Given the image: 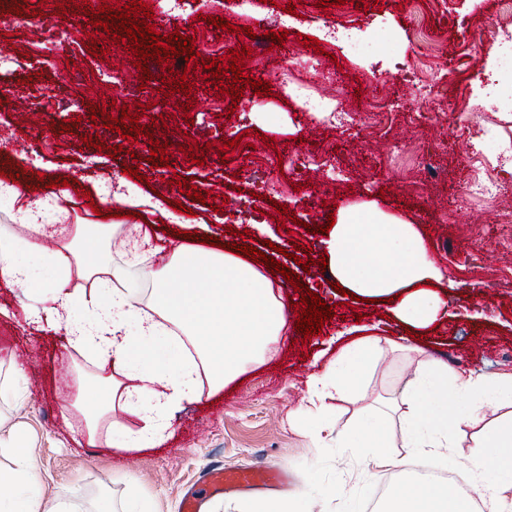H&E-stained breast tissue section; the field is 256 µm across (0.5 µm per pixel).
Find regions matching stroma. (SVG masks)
Listing matches in <instances>:
<instances>
[{
	"label": "stroma",
	"instance_id": "obj_1",
	"mask_svg": "<svg viewBox=\"0 0 512 512\" xmlns=\"http://www.w3.org/2000/svg\"><path fill=\"white\" fill-rule=\"evenodd\" d=\"M154 11L155 31L182 39L194 37L201 57L229 58L231 51L249 49L242 63L246 75L269 81L275 59L300 61L281 72L287 91L264 96L245 88L239 102L219 93L204 70H184L173 62L175 76H186L191 95L170 92L160 80L155 59L146 68L153 78L140 82L134 55L101 40L104 58L88 54L92 27L84 12L59 17L39 0H0V35L11 48L12 68L0 79V172L8 178L30 180L43 175L41 194L56 198L71 224H92L99 202L89 209L84 195L96 180L126 181L125 167L149 176L143 193L164 196L165 212L176 208L194 212L205 229L191 238L202 246L207 237L236 248L254 246L281 260L283 253L302 248L300 262L287 267L301 283L334 310L319 335L303 338L295 328L300 293L281 274L270 279L286 303L287 330L262 364L218 392L184 403L170 416V437L159 448H115L104 436L89 438L83 415L72 407L75 379L111 371L78 353L63 333L48 324L28 322L26 312L35 296L0 283V470L13 468L15 457L4 443L13 439L33 456L45 499L64 500L74 512H99L110 503L124 512L134 503L146 512H180L185 489L198 485L215 466L244 470L265 467L285 471L288 484L275 490L247 487L215 494L203 512H237L245 499L310 498L327 503L330 512H366L377 480L364 476L358 454L337 447L333 437L313 444L296 417L308 397L307 378L349 342L351 328H378L382 341L355 394L329 412L335 432L365 409H384L400 403L421 356L447 364L452 372L486 376L512 374V224L500 223L498 206L476 198L453 206L465 182L492 179L512 191V172L497 157L487 155L501 140H512V112L501 111L493 97L477 100L471 82L484 71L483 60L499 30H512V17L498 0H417L405 9L391 0H346L319 9V0H256L253 13L240 17L226 12L224 0H146ZM39 11L35 27L10 30L8 23L21 8ZM289 34L273 44L264 34L246 35L271 22L284 9ZM229 22L215 27L212 17ZM348 27L366 46L349 55L343 43L323 39L326 26ZM318 39L309 47L308 37ZM327 56L319 74H310L303 61L316 51ZM123 72L128 79L127 104L144 105L142 124L166 120L168 128L153 138L124 141L92 120L90 105L111 100L115 90L107 77ZM436 81L435 93L419 95L422 79ZM338 94L349 107L374 102L373 111L356 121L313 119L303 100ZM191 110H184V103ZM250 135L253 154L236 157L221 151L223 138ZM93 145H85L86 136ZM168 140L169 162H149L151 140ZM407 143L404 156H395L392 143ZM211 144L204 165L193 164L183 147ZM115 155H108V147ZM433 159L432 171L415 167L417 153ZM305 162L296 188L280 194V174L270 168V154ZM24 168H17V161ZM68 181V191L57 181ZM194 181L209 192L206 202L185 198L179 182ZM377 203L384 212L416 224L424 236L428 256L447 276L438 287L445 303L443 319L421 336V353L407 351L405 329L374 305L341 295L332 286V272L317 258L327 255V236L321 227L343 204ZM297 215L286 220L278 205ZM163 214L147 213L141 221L121 218L112 257L122 261L123 233L141 224L158 251L153 268L169 258L165 246L177 225ZM278 252H271V245ZM310 270H303V262ZM24 370L19 388L7 382L11 364Z\"/></svg>",
	"mask_w": 512,
	"mask_h": 512
}]
</instances>
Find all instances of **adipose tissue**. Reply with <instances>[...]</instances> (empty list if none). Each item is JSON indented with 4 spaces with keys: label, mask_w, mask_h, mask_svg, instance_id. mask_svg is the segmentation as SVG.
<instances>
[{
    "label": "adipose tissue",
    "mask_w": 512,
    "mask_h": 512,
    "mask_svg": "<svg viewBox=\"0 0 512 512\" xmlns=\"http://www.w3.org/2000/svg\"><path fill=\"white\" fill-rule=\"evenodd\" d=\"M0 194L17 204L22 226L18 232L0 228V279L40 295L43 308L29 313L30 322H48L64 330L73 348L112 362V373L97 374L77 393L90 436L106 428L112 447L162 445L174 409L261 363L286 327L281 293L239 258L176 245L170 261L153 273L147 294L128 274L141 257L139 246H132L127 261L112 257L117 225H72L69 240L50 251L43 244L51 235L47 201L25 199L14 185ZM327 245L333 275L350 294L388 300L394 318L415 331L443 316L435 289L443 273L415 225L373 203L347 205L339 208ZM31 256L39 267L28 264ZM76 279L90 281V288L73 287ZM77 308L85 319L73 318ZM378 343L375 337L354 341L309 376V401L299 413L313 440L330 430L327 401L349 397ZM404 401L401 437L429 462L447 457L460 428L478 430L465 458L475 488L487 512H512V374H452L427 359L409 380ZM117 408L140 420L137 432L113 421ZM336 445L367 449L362 465L370 475L402 466L390 452L392 429L382 413L363 412L337 434ZM0 512H66L48 508L25 449H17L13 469L0 471ZM382 512H474V503L448 483L407 478L391 490Z\"/></svg>",
    "instance_id": "1"
}]
</instances>
